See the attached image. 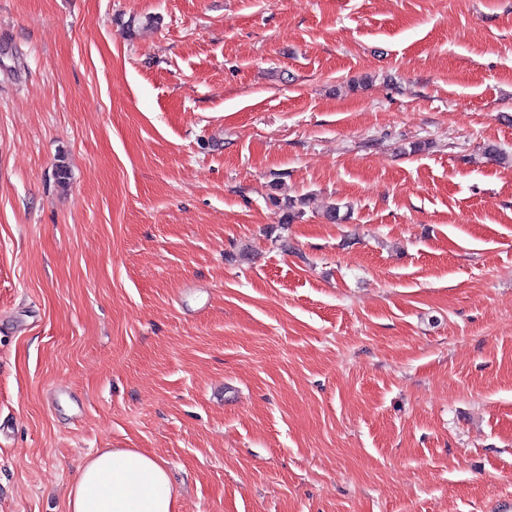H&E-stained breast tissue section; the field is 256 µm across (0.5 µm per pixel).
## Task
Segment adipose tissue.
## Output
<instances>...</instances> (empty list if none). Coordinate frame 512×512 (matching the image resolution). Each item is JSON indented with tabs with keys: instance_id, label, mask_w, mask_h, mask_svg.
<instances>
[{
	"instance_id": "obj_1",
	"label": "adipose tissue",
	"mask_w": 512,
	"mask_h": 512,
	"mask_svg": "<svg viewBox=\"0 0 512 512\" xmlns=\"http://www.w3.org/2000/svg\"><path fill=\"white\" fill-rule=\"evenodd\" d=\"M178 501L162 459L138 448H109L84 459L65 512H178Z\"/></svg>"
}]
</instances>
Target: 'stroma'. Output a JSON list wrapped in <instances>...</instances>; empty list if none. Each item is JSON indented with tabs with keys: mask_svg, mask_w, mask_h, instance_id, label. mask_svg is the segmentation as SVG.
Returning a JSON list of instances; mask_svg holds the SVG:
<instances>
[{
	"mask_svg": "<svg viewBox=\"0 0 512 512\" xmlns=\"http://www.w3.org/2000/svg\"><path fill=\"white\" fill-rule=\"evenodd\" d=\"M105 448L512 512V0H0V512Z\"/></svg>",
	"mask_w": 512,
	"mask_h": 512,
	"instance_id": "35a3bbf8",
	"label": "stroma"
}]
</instances>
